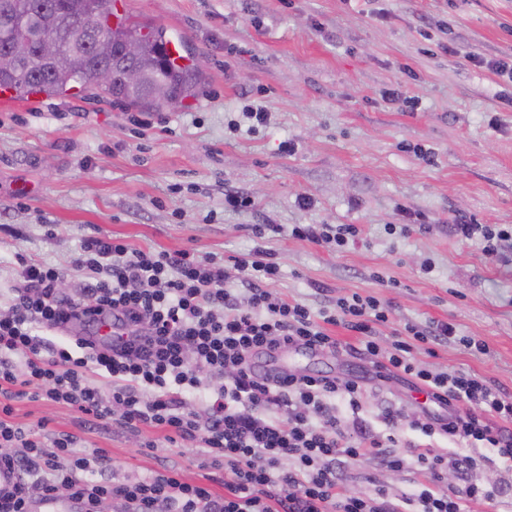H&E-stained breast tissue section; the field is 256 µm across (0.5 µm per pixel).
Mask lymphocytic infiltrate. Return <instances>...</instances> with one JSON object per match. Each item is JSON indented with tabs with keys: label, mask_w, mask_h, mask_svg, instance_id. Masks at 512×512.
Returning a JSON list of instances; mask_svg holds the SVG:
<instances>
[{
	"label": "lymphocytic infiltrate",
	"mask_w": 512,
	"mask_h": 512,
	"mask_svg": "<svg viewBox=\"0 0 512 512\" xmlns=\"http://www.w3.org/2000/svg\"><path fill=\"white\" fill-rule=\"evenodd\" d=\"M7 315L0 317V464L17 476L0 490V512H29L32 491L53 501L65 489L79 512H101L107 500L125 512H467L471 503L496 504L504 488L472 476L479 462L512 471V398L485 378L435 372L413 356L415 344L454 335L447 322L405 326L389 351L375 339L389 307L373 296L352 294L312 311L271 290L280 276L272 255L249 253L235 268L248 286L246 300L228 288L221 260L188 249H137L113 238L87 237L72 261L88 278L70 297L58 284L66 273L44 262L19 259ZM112 322V339H97L99 319ZM82 323L84 334L55 347L44 334ZM362 338L361 353L382 372L417 380L431 405L411 418L389 407L381 436L361 417L359 380L321 375L256 372L253 359L284 350H337L328 326ZM112 385L110 397L91 376ZM223 383L209 400L207 417L186 406L188 393L206 389V376ZM43 398L71 406L98 421L118 419L129 429H158L169 442L199 444L211 466L223 469L224 491L187 482L161 469L126 483L104 478L108 456L73 455L76 434L51 441L15 425L11 399ZM351 411L343 418L335 402ZM282 409L268 416L270 407ZM431 438L458 442L434 454L401 443L399 424ZM370 457L392 471L419 469L429 480L412 492L390 494L377 486L366 494L346 486L349 469ZM459 484L440 487L443 472Z\"/></svg>",
	"instance_id": "obj_1"
}]
</instances>
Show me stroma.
<instances>
[{
	"label": "stroma",
	"instance_id": "35a3bbf8",
	"mask_svg": "<svg viewBox=\"0 0 512 512\" xmlns=\"http://www.w3.org/2000/svg\"><path fill=\"white\" fill-rule=\"evenodd\" d=\"M134 19L186 39L203 62L191 97L159 109L90 94L0 103V311L7 310L18 257L67 269L66 294L85 277L71 261L83 238L114 237L135 248L193 249L219 258L249 253L251 227L278 224L262 245L274 253L281 297L319 310L336 297L371 295L392 307L377 341L389 348L405 325L455 326L430 369L480 374L512 396V245L485 253L448 223L512 225V81L474 66V55L512 53V0H123ZM455 55H448V48ZM404 82L411 108L386 99ZM265 127L232 129L247 107ZM293 142V153L282 145ZM433 154L421 163L413 145ZM240 191L254 209L231 211ZM310 205H301V197ZM296 224H353L344 249L291 236ZM410 225L408 235L396 227ZM332 333L338 351H284L258 364L303 374L358 376L362 415L375 431L392 406L412 415L425 398L413 379H379ZM469 336L484 351L460 345ZM12 419L45 436L74 432V452L103 450L106 475L124 482L167 464L202 481L200 451L150 428L89 424L72 408L18 399ZM424 471H388L360 461L348 481L397 494Z\"/></svg>",
	"mask_w": 512,
	"mask_h": 512
}]
</instances>
